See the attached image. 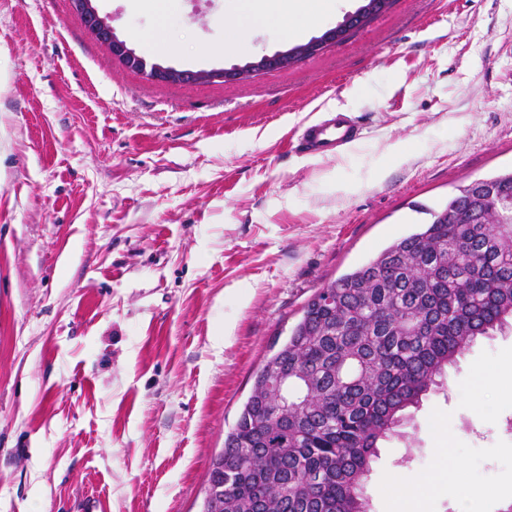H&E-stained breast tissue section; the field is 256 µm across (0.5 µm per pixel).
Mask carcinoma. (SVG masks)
Returning a JSON list of instances; mask_svg holds the SVG:
<instances>
[{
	"instance_id": "cac0c4a2",
	"label": "carcinoma",
	"mask_w": 512,
	"mask_h": 512,
	"mask_svg": "<svg viewBox=\"0 0 512 512\" xmlns=\"http://www.w3.org/2000/svg\"><path fill=\"white\" fill-rule=\"evenodd\" d=\"M512 197V172L486 178ZM460 186L431 222L318 289L257 372L224 440L206 512H368L379 444L478 337L512 324V224ZM298 395L279 408L271 382Z\"/></svg>"
}]
</instances>
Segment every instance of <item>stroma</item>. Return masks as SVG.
I'll list each match as a JSON object with an SVG mask.
<instances>
[{"label":"stroma","mask_w":512,"mask_h":512,"mask_svg":"<svg viewBox=\"0 0 512 512\" xmlns=\"http://www.w3.org/2000/svg\"><path fill=\"white\" fill-rule=\"evenodd\" d=\"M147 63L228 68L267 0H94ZM166 33L167 52L157 49ZM341 108L360 137L296 153ZM512 170V0H394L345 42L233 83L164 84L114 59L70 0H0V512H201L256 371L314 292L420 231L415 204ZM383 442L392 512H512V331L477 339ZM464 472L441 475L440 449Z\"/></svg>","instance_id":"35a3bbf8"}]
</instances>
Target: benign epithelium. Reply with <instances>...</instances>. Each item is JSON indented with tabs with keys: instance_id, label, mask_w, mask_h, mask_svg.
Returning <instances> with one entry per match:
<instances>
[{
	"instance_id": "1",
	"label": "benign epithelium",
	"mask_w": 512,
	"mask_h": 512,
	"mask_svg": "<svg viewBox=\"0 0 512 512\" xmlns=\"http://www.w3.org/2000/svg\"><path fill=\"white\" fill-rule=\"evenodd\" d=\"M70 2L74 12L80 16L89 32L109 48L113 58L122 61L126 67L132 70L145 71L144 60L128 46L126 41L115 35L111 25L98 14L92 5L93 0H70ZM362 22V13L348 14L346 24L342 28L327 30L319 38L312 41L309 47V54L313 55L325 46L342 40L346 37L343 30L356 29L360 27ZM294 63H296V59L293 58L292 54L283 51L272 55H262L244 67L233 66L231 68L193 72L154 64L151 66L150 71L145 72H147L149 78L163 82L180 83L217 80L223 83H232L241 79L247 71L264 72L266 70H280L291 67Z\"/></svg>"
}]
</instances>
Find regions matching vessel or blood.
<instances>
[{
	"label": "vessel or blood",
	"instance_id": "obj_1",
	"mask_svg": "<svg viewBox=\"0 0 512 512\" xmlns=\"http://www.w3.org/2000/svg\"><path fill=\"white\" fill-rule=\"evenodd\" d=\"M358 132L349 113L339 109L324 111L303 122L298 149L305 155H325L344 148L356 139Z\"/></svg>",
	"mask_w": 512,
	"mask_h": 512
}]
</instances>
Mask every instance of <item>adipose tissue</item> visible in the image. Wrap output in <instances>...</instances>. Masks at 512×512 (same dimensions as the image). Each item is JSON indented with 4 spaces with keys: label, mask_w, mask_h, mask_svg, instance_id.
<instances>
[{
    "label": "adipose tissue",
    "mask_w": 512,
    "mask_h": 512,
    "mask_svg": "<svg viewBox=\"0 0 512 512\" xmlns=\"http://www.w3.org/2000/svg\"><path fill=\"white\" fill-rule=\"evenodd\" d=\"M269 9L231 17L225 21L226 43L238 45L245 31L261 27H276L287 39L302 37L315 26L316 20L310 14L308 0H270Z\"/></svg>",
    "instance_id": "1"
}]
</instances>
